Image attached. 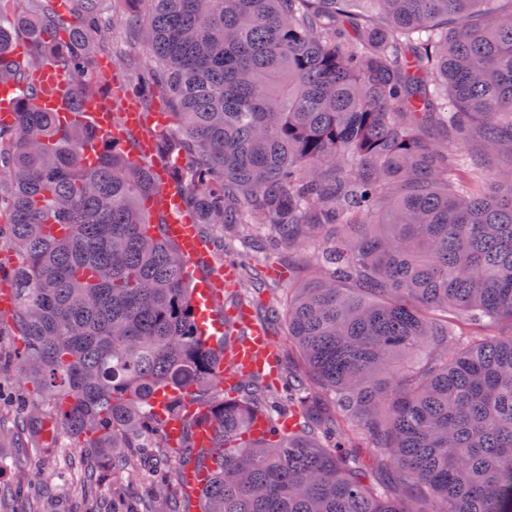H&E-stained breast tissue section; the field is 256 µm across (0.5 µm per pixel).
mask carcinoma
Wrapping results in <instances>:
<instances>
[{"label":"carcinoma","instance_id":"obj_1","mask_svg":"<svg viewBox=\"0 0 512 512\" xmlns=\"http://www.w3.org/2000/svg\"><path fill=\"white\" fill-rule=\"evenodd\" d=\"M55 0L0 11V251L16 257L18 345L0 360L35 397L22 428L89 439L133 474L173 451L155 392L206 409L216 464L200 512H512V0H144L155 67L141 97L174 112L140 163L84 112L100 0H72V40L47 46ZM20 37L29 51L5 54ZM61 71V128L27 76ZM440 128L443 146L430 142ZM508 154L509 167L498 157ZM162 162L197 223L238 228L322 270L272 295L304 375L272 393L247 375L221 398L218 355L197 334L185 258L146 206ZM245 268L238 286L262 291ZM295 425L282 429L281 404ZM262 416L269 436L248 435ZM175 476L157 475L163 512ZM32 483L13 512H40Z\"/></svg>","mask_w":512,"mask_h":512}]
</instances>
